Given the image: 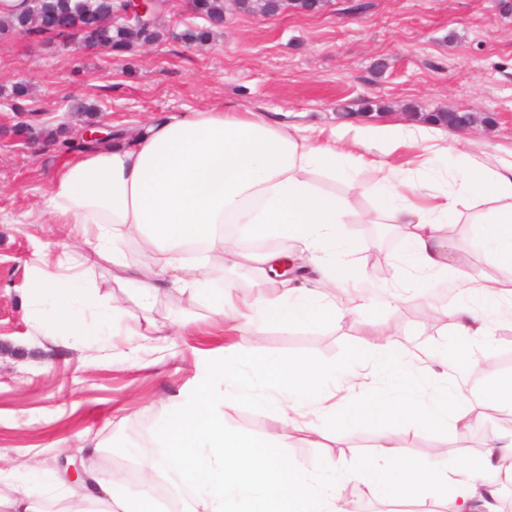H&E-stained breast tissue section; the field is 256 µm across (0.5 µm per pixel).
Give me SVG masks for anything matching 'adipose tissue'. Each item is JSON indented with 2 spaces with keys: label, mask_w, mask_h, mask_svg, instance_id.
Masks as SVG:
<instances>
[{
  "label": "adipose tissue",
  "mask_w": 512,
  "mask_h": 512,
  "mask_svg": "<svg viewBox=\"0 0 512 512\" xmlns=\"http://www.w3.org/2000/svg\"><path fill=\"white\" fill-rule=\"evenodd\" d=\"M352 164L369 165L375 173L370 190L377 197L378 218L403 227L404 262L412 279L403 302L414 303L455 266L457 256L445 244L443 226L477 197L495 202L484 226L487 258L512 271V166L463 167L443 201L424 208L412 199L425 189L421 179L396 187L386 161L338 149L335 131L250 118L228 105L151 119L142 133L58 169L51 179L49 212L54 223L81 225L80 270L62 274L36 260L29 293L47 306L76 347L104 335L115 312L112 305L91 301L88 273L98 267L111 268L113 282L134 285L145 307L167 289L192 290L214 305L231 329L251 337L263 335L273 323L311 325L335 318L340 314L336 282L328 270L340 268L345 277L352 272L353 246L343 230L351 203L319 191L308 175L332 174ZM228 224L246 225L257 237L279 233L301 240L319 263L312 286L245 302L229 285L212 293L210 271L223 269L238 254L236 240L224 232ZM126 237L136 238L150 254L149 265L130 268L118 247ZM469 295L449 313L456 335L479 340L512 310V279L470 289ZM388 334L385 325H375L376 356L365 382L355 373L340 379L333 368L281 357L269 363L247 360L225 348L191 391L173 398L158 428L156 456L138 462L143 487L166 479L183 501L182 512H343L339 502L348 483L361 498L437 505L452 500L469 512H502L498 488L512 483V468L500 463L512 452V418L505 414L506 402H512V375L489 388L471 383L472 352L463 345L448 365L449 387L427 395L417 373L436 378L431 355L421 348L389 347ZM245 397L282 422L281 431L267 436L260 450L245 448L224 430L225 408ZM380 413L446 430L457 441L480 421H493L498 429L481 451L445 454L430 468L404 456L387 432L368 454L344 455L309 469L294 467L279 453L289 431H346ZM186 425L193 431V449L172 454L167 440ZM85 475V481L69 487L64 512H89L93 503L120 512H154L151 497L135 505L124 502L112 474L89 469ZM2 479L14 485L0 494V512H41L43 491L59 477L27 466L18 480L0 470Z\"/></svg>",
  "instance_id": "obj_1"
}]
</instances>
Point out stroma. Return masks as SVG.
<instances>
[{"label":"stroma","instance_id":"obj_1","mask_svg":"<svg viewBox=\"0 0 512 512\" xmlns=\"http://www.w3.org/2000/svg\"><path fill=\"white\" fill-rule=\"evenodd\" d=\"M26 87V104L51 129L76 135L93 121L135 130L158 115H176L209 106L232 105L260 117L277 111L299 126L335 129L343 142L360 140V153L380 156L382 143L360 139L349 113L372 100L390 124L410 112L448 109L479 115V122L453 136L476 160L512 163V0H332L317 15L285 13L275 19L236 15L208 43L188 45L163 37L133 50L77 53L46 35L0 34V125L19 117L11 110V90ZM92 115L82 114V107ZM70 151L39 139H0V458L35 461L56 472L75 457L84 441L100 446L97 467L111 471L115 458L136 442L134 426L155 432L173 396L190 391L203 367L235 346L247 359L285 357L336 367L359 358L374 321L396 330L392 342L445 351L456 346L452 324L427 332L406 306L387 307L383 290L404 292L408 283L397 231L372 223L376 198L352 189L344 172L311 173L312 183L352 200L344 226L348 239L370 240L383 254L388 275L369 274V253L354 264L367 277L340 290L342 299L367 294L371 307L354 316L319 325L270 326L260 341L228 336L210 305L187 290L170 291L173 305L140 307L132 289L115 290L112 271L95 270L99 296L119 295L126 311L98 349L71 348L54 335L40 305L27 297L30 259L41 246L57 247L58 259L74 256L80 242L74 226L36 218L45 210L50 178ZM488 210L471 201L453 238L467 252L470 269L436 279L431 295L457 298L489 280L512 278V271L486 260L482 235ZM140 343V370L116 356L125 342ZM478 360L492 359L495 371L474 372L482 383L512 373V315L492 336L474 346ZM277 415L244 400L225 409L226 432L256 443ZM391 432L399 449L428 460V446L451 447L446 432L424 425H400L381 418L346 432L319 438L293 433L282 455L310 467L349 450L366 452L376 436Z\"/></svg>","mask_w":512,"mask_h":512}]
</instances>
